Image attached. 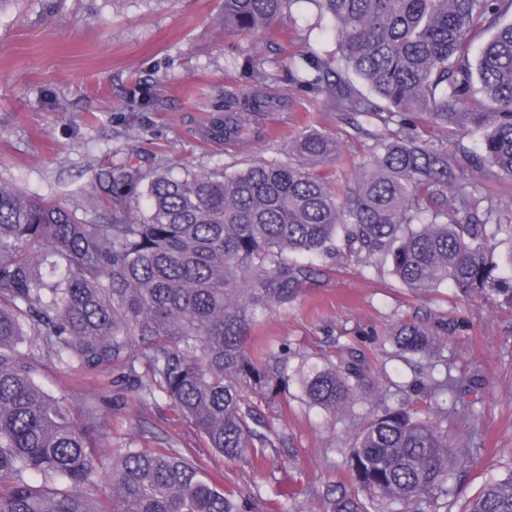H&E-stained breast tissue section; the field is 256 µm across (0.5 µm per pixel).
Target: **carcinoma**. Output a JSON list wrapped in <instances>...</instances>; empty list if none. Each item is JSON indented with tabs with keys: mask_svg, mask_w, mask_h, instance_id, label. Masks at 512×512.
Here are the masks:
<instances>
[{
	"mask_svg": "<svg viewBox=\"0 0 512 512\" xmlns=\"http://www.w3.org/2000/svg\"><path fill=\"white\" fill-rule=\"evenodd\" d=\"M295 2L224 0V30L257 35ZM306 2L333 22L340 56L293 55L288 66L371 140L370 163L346 186L322 170L341 145L317 130L288 142L285 160L158 174L144 212L132 170L107 174L114 210L90 218L0 181V512H239L223 476L170 448H116L104 467L80 414L38 383L32 347L68 369L119 373L143 406L165 396L208 447L254 466L287 447L286 434L262 431L259 403L288 394L289 377L288 353L250 343L251 331L322 276L299 256L387 266L413 292L449 284L512 309V274L495 260L498 243L512 242V201L484 205L475 178L512 176V22L501 23L512 0ZM274 82L255 57L251 90L208 133L249 150L264 140L256 116L279 102ZM430 129L472 136L478 150L450 153L425 138ZM455 333L444 319L390 329L396 356L413 366L395 404L356 347L308 370L312 406L338 414L363 395L379 401L348 448L351 483L325 487L326 512H368L376 499L435 512L448 499L471 453L448 418L475 416L466 397L486 385L476 367L452 374ZM102 472L107 494L92 492ZM465 512H512V471Z\"/></svg>",
	"mask_w": 512,
	"mask_h": 512,
	"instance_id": "obj_1",
	"label": "carcinoma"
}]
</instances>
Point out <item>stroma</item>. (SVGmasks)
Wrapping results in <instances>:
<instances>
[{
  "instance_id": "1",
  "label": "stroma",
  "mask_w": 512,
  "mask_h": 512,
  "mask_svg": "<svg viewBox=\"0 0 512 512\" xmlns=\"http://www.w3.org/2000/svg\"><path fill=\"white\" fill-rule=\"evenodd\" d=\"M332 23L306 0H297L287 20L259 36L224 32L222 0H9L0 8V180L30 196L62 203L78 213L112 209L108 172L133 167L142 181L168 171L244 167L245 157L223 143L200 141L225 98L250 84L248 63L262 54L277 77L286 109L271 112L274 137L256 154L286 159L291 138L304 129L325 132L343 145L328 163L338 184L368 158L365 136L348 115L331 112L321 95L301 87L288 70L295 53H335ZM324 276L253 328L252 338L287 345L288 396L262 412L273 431L288 435L289 459L270 458L250 468L208 453L205 440L186 426L165 397L140 406L127 386L106 370L73 371L43 362L38 380L54 396L82 409L97 434L98 453L139 442L168 440L207 452V468L237 488L247 503L271 504V512H324L327 483L348 480L345 450L373 399L332 415L309 406L302 392L303 366L338 360L342 347L371 352L376 379L390 391L410 380L409 365L393 356L385 335L405 319H454L460 324L446 354L454 369L479 366L487 385L475 405V462L449 483L444 512H464L491 478L512 471V310L461 299L442 286L413 294L388 269L368 270L322 257ZM307 493L276 496L284 474Z\"/></svg>"
}]
</instances>
